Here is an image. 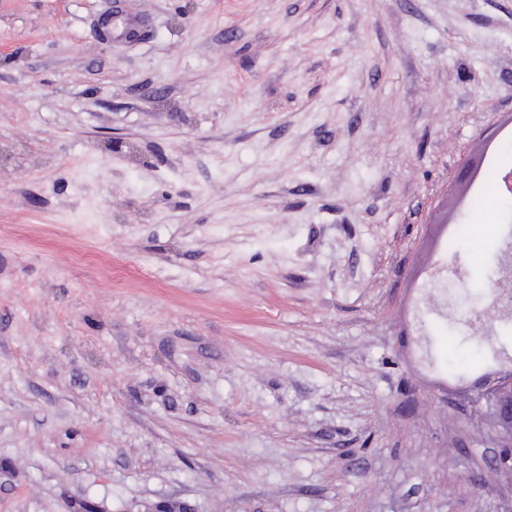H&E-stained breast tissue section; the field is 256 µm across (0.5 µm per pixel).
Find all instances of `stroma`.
<instances>
[{"mask_svg":"<svg viewBox=\"0 0 512 512\" xmlns=\"http://www.w3.org/2000/svg\"><path fill=\"white\" fill-rule=\"evenodd\" d=\"M481 148L512 0H0V512H512ZM474 392L468 397L475 408L485 401L493 427L497 444L494 458L498 469L512 471V376L499 375L480 380L469 389Z\"/></svg>","mask_w":512,"mask_h":512,"instance_id":"stroma-1","label":"stroma"}]
</instances>
